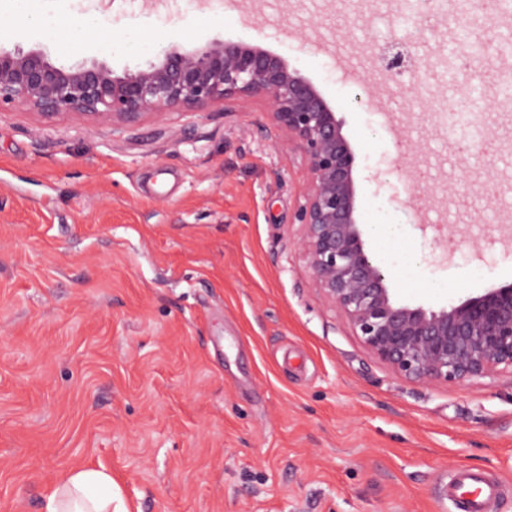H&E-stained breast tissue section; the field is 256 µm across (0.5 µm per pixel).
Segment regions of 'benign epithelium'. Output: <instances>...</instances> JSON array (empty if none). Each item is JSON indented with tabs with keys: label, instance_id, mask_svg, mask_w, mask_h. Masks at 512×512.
I'll return each mask as SVG.
<instances>
[{
	"label": "benign epithelium",
	"instance_id": "7a95c632",
	"mask_svg": "<svg viewBox=\"0 0 512 512\" xmlns=\"http://www.w3.org/2000/svg\"><path fill=\"white\" fill-rule=\"evenodd\" d=\"M422 0L411 29L376 48L374 80L400 85L410 71L414 88L428 86L429 68L414 52L429 30L433 5ZM264 103L271 126L305 161L307 180L291 223L301 227L313 282L354 335L398 376L415 382L460 384L512 370V283L438 307L398 300L392 274L369 253L357 219L355 154L327 100L279 56L244 40H216L189 51L171 43L145 70L117 75L104 64L65 70L38 51L0 46V112L25 108L41 119L102 122L121 132L173 114L234 102ZM476 158L462 191L483 193L491 160Z\"/></svg>",
	"mask_w": 512,
	"mask_h": 512
}]
</instances>
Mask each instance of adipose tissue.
Here are the masks:
<instances>
[{"label":"adipose tissue","mask_w":512,"mask_h":512,"mask_svg":"<svg viewBox=\"0 0 512 512\" xmlns=\"http://www.w3.org/2000/svg\"><path fill=\"white\" fill-rule=\"evenodd\" d=\"M10 16L25 19L48 39L63 40L78 49L98 29L108 27L109 14L96 10L84 12L77 28L63 31L60 4L56 0H0ZM45 512H130L111 473L103 469L83 468L67 474L44 494Z\"/></svg>","instance_id":"ef3b65f1"}]
</instances>
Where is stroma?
Listing matches in <instances>:
<instances>
[{
    "label": "stroma",
    "instance_id": "stroma-1",
    "mask_svg": "<svg viewBox=\"0 0 512 512\" xmlns=\"http://www.w3.org/2000/svg\"><path fill=\"white\" fill-rule=\"evenodd\" d=\"M477 6L432 17L426 107L368 85L371 46L404 34L409 0H71L62 27L101 9L111 39L70 51L6 16L0 46L118 74L170 42L271 51L343 119L358 221L397 228L366 239L396 297L438 307L512 282V10L489 39L460 31ZM135 22L151 47L117 49ZM457 70L477 91L466 127L444 121ZM461 139L499 145V194L465 209ZM402 140L420 155L378 183ZM306 178L258 101L121 133L0 113V512H44L45 489L87 466L109 469L133 512H445L439 484L461 467L495 477L512 512V372L425 384L369 353L298 245Z\"/></svg>",
    "mask_w": 512,
    "mask_h": 512
}]
</instances>
